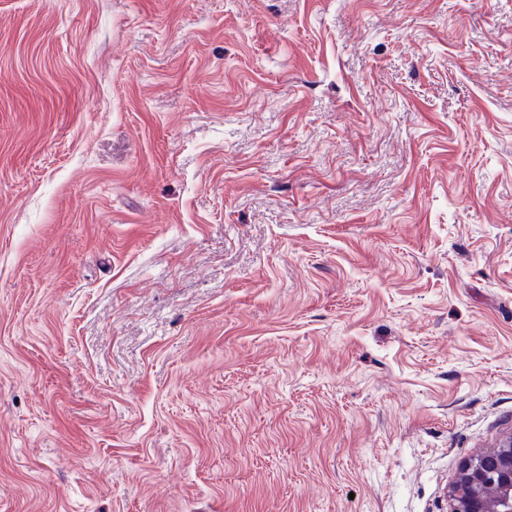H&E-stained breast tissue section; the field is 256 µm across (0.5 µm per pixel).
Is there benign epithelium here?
I'll list each match as a JSON object with an SVG mask.
<instances>
[{"instance_id":"7a95c632","label":"benign epithelium","mask_w":512,"mask_h":512,"mask_svg":"<svg viewBox=\"0 0 512 512\" xmlns=\"http://www.w3.org/2000/svg\"><path fill=\"white\" fill-rule=\"evenodd\" d=\"M448 512H512V433L462 462Z\"/></svg>"}]
</instances>
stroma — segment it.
Wrapping results in <instances>:
<instances>
[{
    "label": "stroma",
    "mask_w": 512,
    "mask_h": 512,
    "mask_svg": "<svg viewBox=\"0 0 512 512\" xmlns=\"http://www.w3.org/2000/svg\"><path fill=\"white\" fill-rule=\"evenodd\" d=\"M512 432V0H0V512H448Z\"/></svg>",
    "instance_id": "35a3bbf8"
}]
</instances>
